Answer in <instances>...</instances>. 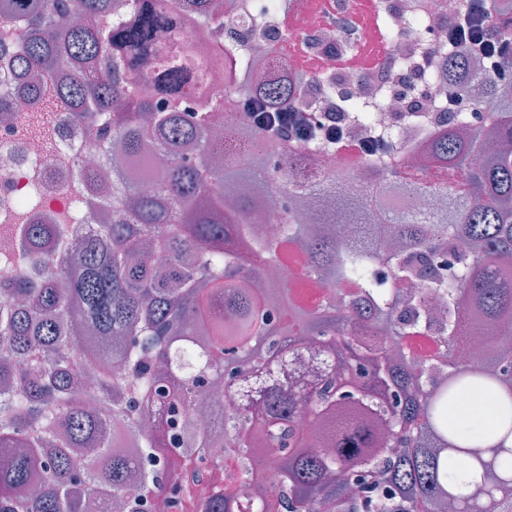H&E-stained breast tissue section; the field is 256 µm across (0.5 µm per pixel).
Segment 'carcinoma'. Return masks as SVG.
<instances>
[{
  "mask_svg": "<svg viewBox=\"0 0 512 512\" xmlns=\"http://www.w3.org/2000/svg\"><path fill=\"white\" fill-rule=\"evenodd\" d=\"M0 0V27L19 25L17 49L0 65L21 93L0 96V115L62 110L112 161L95 232L71 246L55 224H26L23 250L34 279L0 277V512H155L179 508L186 485L168 470L217 467L207 448L240 465L201 512H512V78L480 70L485 101L471 94L470 58L448 56V88L466 106L430 143L417 170L451 175L453 198L427 214L392 208L399 172L376 171L345 205L341 173L286 188L290 153L245 119L259 144L251 165L213 163V121L233 91L211 93L209 56L181 37L192 18L222 36L219 0ZM497 31L512 37V0L494 5ZM270 105L303 102L298 88L260 93ZM166 158L143 191L112 160L145 144ZM282 196L283 236L258 232L248 191ZM311 278L353 284L370 304L342 296L291 310L283 326L265 281L282 244ZM166 255L157 263L154 256ZM417 284L391 294L373 273ZM440 308L431 307L432 299ZM431 324L448 360L418 366L403 338ZM484 338V365L455 353ZM314 366L309 377L300 366ZM222 387L234 401L202 426L193 397ZM472 388L498 407L482 429L448 420ZM122 424L142 448V496L125 495L137 462L112 451ZM489 449L471 471L455 468L474 445ZM277 461L283 497L262 493ZM364 489L358 499L349 485Z\"/></svg>",
  "mask_w": 512,
  "mask_h": 512,
  "instance_id": "carcinoma-1",
  "label": "carcinoma"
}]
</instances>
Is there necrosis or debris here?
<instances>
[{"label":"necrosis or debris","instance_id":"4bbe7bcc","mask_svg":"<svg viewBox=\"0 0 512 512\" xmlns=\"http://www.w3.org/2000/svg\"><path fill=\"white\" fill-rule=\"evenodd\" d=\"M223 4V41L197 25L182 30L188 43L209 53L215 62L219 78L213 92L228 86L258 92L298 80L310 111L342 113L353 138L383 142V150L365 159L346 156L325 142L295 146L301 169L322 164L346 174L338 192L356 195L368 165L407 168L409 159L441 132L439 118L448 110L449 93L448 73L439 62L449 52L448 23L459 7L457 0H375L379 16L388 18L396 30L383 34L386 69L367 73L339 64L340 57L355 50L357 32L329 23L293 25V17L307 12L309 0H223ZM292 42L304 44L319 59L318 72L300 78L284 51ZM94 159L86 131L63 114H55L38 135L0 121V174L6 177L0 184V255L15 273L32 271L12 235L27 219L40 217L45 223L62 225L72 240L94 230L95 211L75 207L99 191L78 168L79 162Z\"/></svg>","mask_w":512,"mask_h":512}]
</instances>
